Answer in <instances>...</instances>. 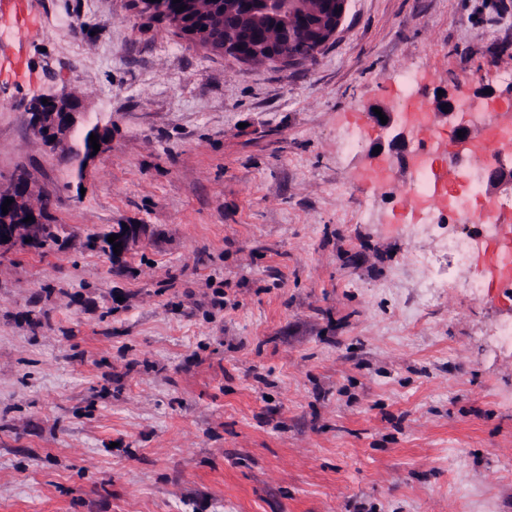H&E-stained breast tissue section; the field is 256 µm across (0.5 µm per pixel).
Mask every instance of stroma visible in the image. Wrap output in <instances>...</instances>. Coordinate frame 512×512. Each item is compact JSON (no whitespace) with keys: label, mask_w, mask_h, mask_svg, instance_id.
<instances>
[{"label":"stroma","mask_w":512,"mask_h":512,"mask_svg":"<svg viewBox=\"0 0 512 512\" xmlns=\"http://www.w3.org/2000/svg\"><path fill=\"white\" fill-rule=\"evenodd\" d=\"M131 3L27 0L0 40V186L30 174L59 225L0 254V512H512V296L423 299L408 170L383 193L345 147L409 70L429 102L502 95L512 0H349L288 71ZM63 91L112 127L82 177L29 123ZM122 223L120 263L87 248ZM142 234L143 226L140 224H126V227L117 224V227H113L112 235L119 236V239L113 242L112 247L118 243H122V247H120V254H114V250H112V260L114 262L121 261L124 255L140 242Z\"/></svg>","instance_id":"35a3bbf8"}]
</instances>
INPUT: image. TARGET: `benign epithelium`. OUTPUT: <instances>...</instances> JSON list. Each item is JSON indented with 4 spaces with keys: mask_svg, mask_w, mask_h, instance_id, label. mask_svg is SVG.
<instances>
[{
    "mask_svg": "<svg viewBox=\"0 0 512 512\" xmlns=\"http://www.w3.org/2000/svg\"><path fill=\"white\" fill-rule=\"evenodd\" d=\"M185 10L171 16L174 29L184 38L199 42L204 41L209 47L233 58L245 66H271L278 69H290L298 66L296 57H285L281 48L273 42L251 40V34L243 29H197L191 25L195 11V0H183ZM264 11L276 12L285 22V37L293 41L299 37L305 43L319 49L335 40L342 26L348 0H263ZM434 107L438 119L453 124L465 132L461 140L468 146H475L472 123L462 113L459 95L445 93L435 97ZM30 124L34 135L53 150L71 155V142L76 133H86L94 129L98 133L99 151L88 148L77 161L81 168H87L111 148L112 131L99 124L88 126L86 113L79 98L69 94L51 95L45 99L37 97L30 103ZM388 121L381 123L379 116L371 114L379 125L380 134L371 140L365 159L383 172H392L395 164L404 165L411 160L406 154L409 142L415 139L417 129L402 119L399 113H385ZM380 152L373 153L375 147ZM489 186L509 187L512 189V166L497 160L495 167L486 173ZM38 191L31 178L25 174L16 177L11 184L0 187V199H11L8 213L0 211V252L11 249H28L42 235L43 219L32 208L33 199ZM33 220L20 224L18 220L27 217ZM112 234L118 236L115 243L122 244L120 253L112 255V260L119 262L133 246L138 244L143 234L140 224L117 225Z\"/></svg>",
    "mask_w": 512,
    "mask_h": 512,
    "instance_id": "benign-epithelium-1",
    "label": "benign epithelium"
}]
</instances>
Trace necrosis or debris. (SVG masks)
I'll use <instances>...</instances> for the list:
<instances>
[{
	"label": "necrosis or debris",
	"instance_id": "4bbe7bcc",
	"mask_svg": "<svg viewBox=\"0 0 512 512\" xmlns=\"http://www.w3.org/2000/svg\"><path fill=\"white\" fill-rule=\"evenodd\" d=\"M417 167L419 178L412 190L419 204L411 212L406 226L408 239L443 229L442 247L460 267L473 262L476 255L487 248H495V265L485 267L483 278L463 281L462 286L476 298L484 295L490 281L499 288L511 290L512 200L495 201L493 216L476 218L475 213L483 200L477 178L478 166L471 164L469 159H462L459 165L461 176L451 187L441 180L437 158L421 155Z\"/></svg>",
	"mask_w": 512,
	"mask_h": 512
}]
</instances>
